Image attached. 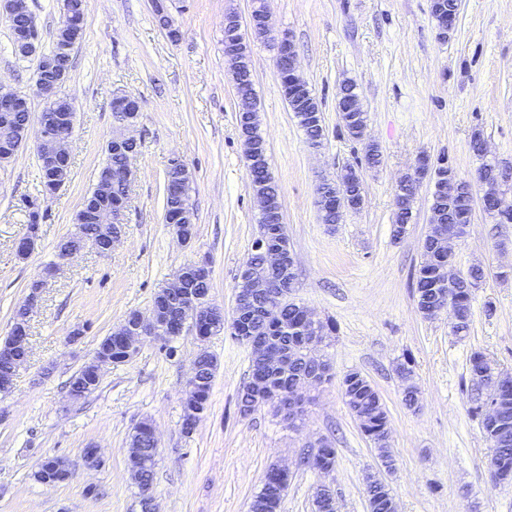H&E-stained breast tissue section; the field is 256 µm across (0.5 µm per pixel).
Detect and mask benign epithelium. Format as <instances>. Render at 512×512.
<instances>
[{"label":"benign epithelium","instance_id":"7a95c632","mask_svg":"<svg viewBox=\"0 0 512 512\" xmlns=\"http://www.w3.org/2000/svg\"><path fill=\"white\" fill-rule=\"evenodd\" d=\"M155 14L162 17L161 29L167 31L170 39L176 41L179 32L172 28L166 0H153ZM258 25L263 34L270 33L269 12L265 3L256 2L255 12L251 15L249 25ZM224 57L234 67L244 65L246 38L242 31L240 18L235 13H224ZM276 50L275 64L279 69L286 70L288 80L296 83L301 79L298 73L297 55L291 37L284 33L273 38ZM14 52L24 58H35L38 63L36 86L41 96L47 102L56 103L53 112H43L38 120V131L34 139V147L39 152L51 174L49 189L57 192L68 180L70 174V160L73 130L54 135L51 129L62 123L64 118L61 112L75 111L74 100L67 95H60L59 90L66 83L68 74L60 70L57 64L41 52L40 40L36 32L34 20H29L23 32V37L14 46ZM28 105V98L16 92L0 91V114L7 115ZM115 122L112 138L107 143V149L116 150L126 144H136L138 139L134 135L135 128L141 116V106L138 98L128 95H115L111 104ZM245 124V159L249 164L254 163L256 151L250 132L259 125L257 110L249 112L239 109ZM30 135V127L11 129L8 125H0V164L12 161L21 146L25 144ZM429 160L420 159L414 171V176L402 179L400 186L415 185L420 189L423 179L428 175ZM119 178L124 184L131 185L132 170L130 161H125L118 171L105 172L101 175L99 189L105 190L113 179ZM476 182L483 189L480 205L488 214L505 213L512 210V203L505 200L504 192L500 189L503 176L494 173L490 166L481 167L476 172ZM437 190L440 196L448 197L453 201L464 192L468 193L470 206H475V197L471 182L454 174L448 181L441 183ZM177 211L171 213L167 223L173 227L174 234L183 243H189L194 236V213L190 201L184 200L176 205ZM263 276L255 277V270L251 262L246 260L240 268V282L242 287L237 289L232 311V325L243 342L256 352V362L268 372H278L288 368V363L295 358L296 347L309 352L319 349L325 337L319 329L317 319L309 309H304L303 328H301V342L298 345L280 342L271 336L268 330H279L288 333V327L282 321L280 313V300L288 298V289L285 283L295 281V263L291 253L287 252L279 242L263 244ZM429 265L437 268L439 279L429 287L435 290L437 299L427 308V315L433 316L446 309H451L453 319L450 330L457 329L461 321L460 313L448 298V292L456 287L459 276L448 274L452 265L453 252L438 248L437 251L427 252ZM58 266L52 265L43 269L38 279L33 281V287L23 304L15 313L13 325L9 334L10 343L0 348V358L8 361L13 369H18L21 362L29 354L27 342V318L36 307L41 290L47 279L56 275ZM262 293L276 299L272 304L253 306V295ZM224 317V310L212 305L209 293L191 287L183 270H178L170 282L157 291L150 308L149 315L140 312L124 322L117 332L113 333L123 346V361H131L139 352L140 344L146 338L163 339L167 342L182 335L189 329L195 333L200 348L192 365L191 375L187 381L185 397H190L197 385V371L199 363L210 358L211 354L205 343L211 334L198 330V326L211 323ZM263 322L267 328L254 329V324ZM331 377V365L322 356H313L310 360L308 374H306L290 391L269 389L255 395V405H271L275 408L278 417L286 425L293 427L302 419L308 397L303 394L302 388L315 383L328 381ZM512 375L496 371L491 379L484 382L483 419L486 422L497 423L500 420L499 406L503 383L511 380ZM73 477L68 460L53 456L40 462L39 480L45 485H57Z\"/></svg>","mask_w":512,"mask_h":512}]
</instances>
